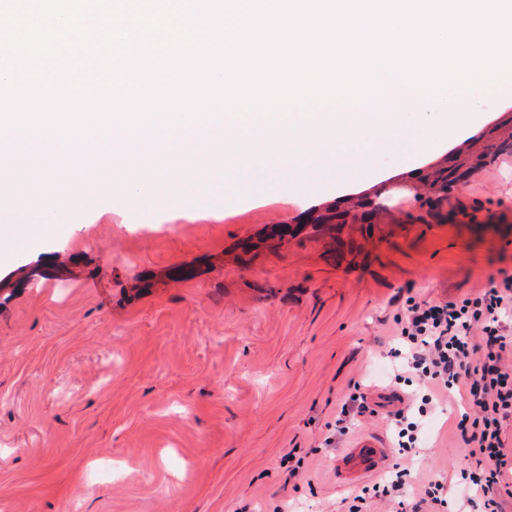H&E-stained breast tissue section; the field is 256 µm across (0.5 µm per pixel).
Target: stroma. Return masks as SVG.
Returning <instances> with one entry per match:
<instances>
[{"mask_svg":"<svg viewBox=\"0 0 512 512\" xmlns=\"http://www.w3.org/2000/svg\"><path fill=\"white\" fill-rule=\"evenodd\" d=\"M478 108L461 138L493 151L512 107ZM298 198L217 200L205 220L93 199L20 257L0 244V512H346L377 480L338 478L365 435L388 446L384 471H411L409 494L437 472L447 512H466V393L441 394L418 452L401 453L387 353L406 293L448 301L512 276V155L449 193L387 182L371 223L242 253L303 221ZM352 380L377 411L342 436Z\"/></svg>","mask_w":512,"mask_h":512,"instance_id":"obj_1","label":"stroma"}]
</instances>
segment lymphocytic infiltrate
I'll return each instance as SVG.
<instances>
[{
	"instance_id": "f902f5d3",
	"label": "lymphocytic infiltrate",
	"mask_w": 512,
	"mask_h": 512,
	"mask_svg": "<svg viewBox=\"0 0 512 512\" xmlns=\"http://www.w3.org/2000/svg\"><path fill=\"white\" fill-rule=\"evenodd\" d=\"M398 318L399 349L392 384L417 382L423 391L410 411L397 410L389 418L398 448L415 451L421 427L434 405L432 388H466L471 411L462 413L456 430L475 465L468 475L466 493L479 494L483 512H499L498 497L512 490L504 475L512 470V455L505 451L502 422L512 416V336L502 322L512 316V276L503 277L478 293L454 301H418L407 297ZM481 343H474V332Z\"/></svg>"
}]
</instances>
